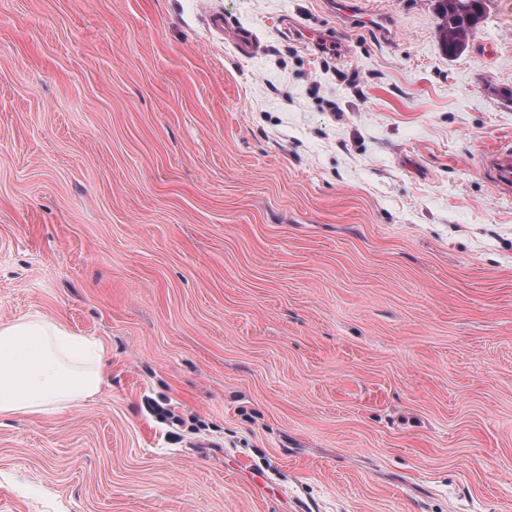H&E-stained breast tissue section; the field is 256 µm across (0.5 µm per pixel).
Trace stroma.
<instances>
[{
	"label": "stroma",
	"instance_id": "35a3bbf8",
	"mask_svg": "<svg viewBox=\"0 0 512 512\" xmlns=\"http://www.w3.org/2000/svg\"><path fill=\"white\" fill-rule=\"evenodd\" d=\"M365 6L384 34L328 0H0V324L58 321L106 374L0 417V512H512V195L482 166L512 0L456 57L435 0Z\"/></svg>",
	"mask_w": 512,
	"mask_h": 512
}]
</instances>
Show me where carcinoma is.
<instances>
[{"label":"carcinoma","instance_id":"carcinoma-1","mask_svg":"<svg viewBox=\"0 0 512 512\" xmlns=\"http://www.w3.org/2000/svg\"><path fill=\"white\" fill-rule=\"evenodd\" d=\"M439 36L450 57L464 52L484 16L483 0H437Z\"/></svg>","mask_w":512,"mask_h":512}]
</instances>
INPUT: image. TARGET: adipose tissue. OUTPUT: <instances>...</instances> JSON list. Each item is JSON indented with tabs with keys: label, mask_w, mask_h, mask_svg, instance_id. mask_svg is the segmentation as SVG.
Segmentation results:
<instances>
[{
	"label": "adipose tissue",
	"mask_w": 512,
	"mask_h": 512,
	"mask_svg": "<svg viewBox=\"0 0 512 512\" xmlns=\"http://www.w3.org/2000/svg\"><path fill=\"white\" fill-rule=\"evenodd\" d=\"M104 383L98 343L42 317L0 324V415L65 410Z\"/></svg>",
	"instance_id": "obj_1"
}]
</instances>
